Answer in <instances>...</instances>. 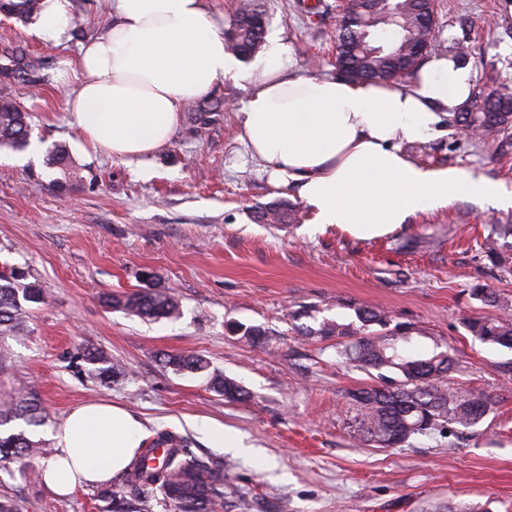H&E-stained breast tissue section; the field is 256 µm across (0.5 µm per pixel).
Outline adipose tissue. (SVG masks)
<instances>
[{
  "label": "adipose tissue",
  "instance_id": "1",
  "mask_svg": "<svg viewBox=\"0 0 512 512\" xmlns=\"http://www.w3.org/2000/svg\"><path fill=\"white\" fill-rule=\"evenodd\" d=\"M113 9L114 22L80 47L79 86L66 103L82 137L113 158L151 155L171 139L184 105L229 77L248 91L238 114L244 140L276 184L296 188L313 223L370 238L466 194L512 203L497 183L418 164L401 149L447 135L472 90L470 65L433 56L405 84L314 77L296 69L279 37L249 63L227 51L204 0H114ZM72 20V0H42L28 32L59 45ZM143 435L119 406L80 405L58 428L40 478L62 497L107 485Z\"/></svg>",
  "mask_w": 512,
  "mask_h": 512
}]
</instances>
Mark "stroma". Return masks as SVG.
Segmentation results:
<instances>
[{
	"label": "stroma",
	"instance_id": "obj_1",
	"mask_svg": "<svg viewBox=\"0 0 512 512\" xmlns=\"http://www.w3.org/2000/svg\"><path fill=\"white\" fill-rule=\"evenodd\" d=\"M261 3L268 36L292 46L297 68L335 76L338 11L311 17L300 0ZM111 19L108 0H73L72 40L54 46L0 15V51L20 47L42 63L33 82L0 78V90L32 115L28 148L0 149V268L24 269L51 296L12 346L14 378L38 390L48 413L38 438L76 406L105 400L142 421L143 446L169 433L223 464L224 512H419L435 501L512 512V351L463 325L475 313H500L472 298L475 283L512 305V271L479 248L491 225L512 224V206L463 197L367 239L312 223L296 189L272 184L242 142L236 114L247 93L229 79L206 96L222 111L200 120L184 113L144 163L109 157L71 125L66 101L78 82L58 73ZM434 38L467 48L474 89L512 81V0H438ZM60 148L67 159L56 166ZM404 150L512 191V154L457 126ZM276 202L295 207V223L256 221L258 208ZM146 270L153 287L176 293L180 318L144 320L103 303L105 294L144 288ZM349 301L442 338L457 358L449 385L489 397L493 412L475 430L401 448L357 441L347 394L371 384L370 375L337 362L331 341L301 333L325 318L354 321ZM252 326L268 331L266 344L245 336ZM87 346L104 350L124 376L96 383L81 358ZM179 353L202 356L249 399L226 401L204 377L166 367L165 355ZM203 418L239 435L244 450L214 447L191 426ZM52 453L0 461V496L17 497L22 512H103L97 488L60 498L41 483L36 472Z\"/></svg>",
	"mask_w": 512,
	"mask_h": 512
}]
</instances>
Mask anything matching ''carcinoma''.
I'll list each match as a JSON object with an SVG mask.
<instances>
[{
    "label": "carcinoma",
    "mask_w": 512,
    "mask_h": 512,
    "mask_svg": "<svg viewBox=\"0 0 512 512\" xmlns=\"http://www.w3.org/2000/svg\"><path fill=\"white\" fill-rule=\"evenodd\" d=\"M40 9V0H0V14L30 19ZM432 11L431 0H349L336 32V57L350 81L379 83L416 76L424 58L418 47L427 41L421 18ZM266 20L260 0H240L224 25L226 48L249 61L263 48ZM12 77L29 80L38 61L16 48L4 55ZM453 122L471 136L499 144L503 152L512 149V88L472 93ZM31 113L22 109L7 93L0 94V148L19 149L27 145ZM512 224H494L481 245L494 260H505L503 249L512 243ZM49 293L41 284L28 280L23 270L11 267L0 272V428L20 421L22 425L0 433V461L23 459L43 448L34 439L37 428L47 422L38 391L5 381L12 366L10 342L24 338L33 310L47 304ZM105 303L142 319L176 318L180 315L177 296L169 290L143 288L131 293L110 294ZM359 322L344 324L324 320L304 335L319 339L336 337V357L366 372L376 371L379 383L348 393L355 414L350 419L354 436L367 446L401 448L415 436L441 432L451 426L469 429L494 410V403L480 393L460 391L445 378L456 364L454 355L438 339L431 349L412 348L419 329L411 324L392 323L378 307L348 304ZM471 335L483 344L512 349V316L476 315L465 319ZM83 360L90 373L107 385L120 374L121 366L106 352L86 347ZM165 365L178 374H198L209 363L193 354L169 355ZM211 388L229 402L242 401L247 392L219 374L210 376ZM172 443L164 457L151 456L143 448L123 472L122 488H103L98 497L107 502L105 512H222L224 470L193 454L186 444H175L171 435L157 444Z\"/></svg>",
    "instance_id": "cac0c4a2"
}]
</instances>
